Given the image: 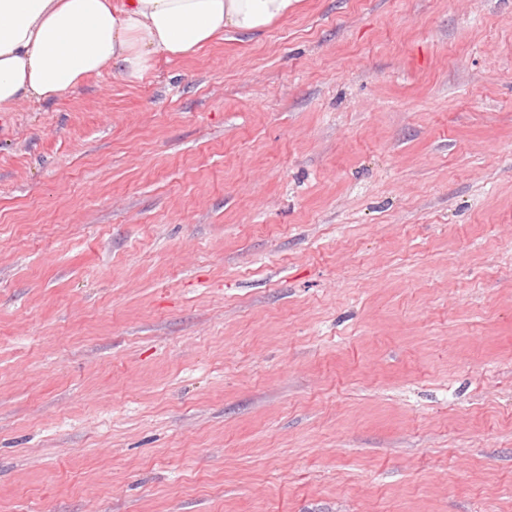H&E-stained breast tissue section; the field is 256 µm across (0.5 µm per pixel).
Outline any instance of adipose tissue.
Listing matches in <instances>:
<instances>
[{"instance_id":"ef3b65f1","label":"adipose tissue","mask_w":512,"mask_h":512,"mask_svg":"<svg viewBox=\"0 0 512 512\" xmlns=\"http://www.w3.org/2000/svg\"><path fill=\"white\" fill-rule=\"evenodd\" d=\"M299 0H0V112L58 98L109 71L142 81L159 59L193 56L227 33L250 37Z\"/></svg>"}]
</instances>
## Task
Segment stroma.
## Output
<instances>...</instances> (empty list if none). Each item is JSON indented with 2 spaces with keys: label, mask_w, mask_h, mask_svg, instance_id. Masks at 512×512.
I'll use <instances>...</instances> for the list:
<instances>
[{
  "label": "stroma",
  "mask_w": 512,
  "mask_h": 512,
  "mask_svg": "<svg viewBox=\"0 0 512 512\" xmlns=\"http://www.w3.org/2000/svg\"><path fill=\"white\" fill-rule=\"evenodd\" d=\"M0 512H512V0L0 112Z\"/></svg>",
  "instance_id": "35a3bbf8"
}]
</instances>
